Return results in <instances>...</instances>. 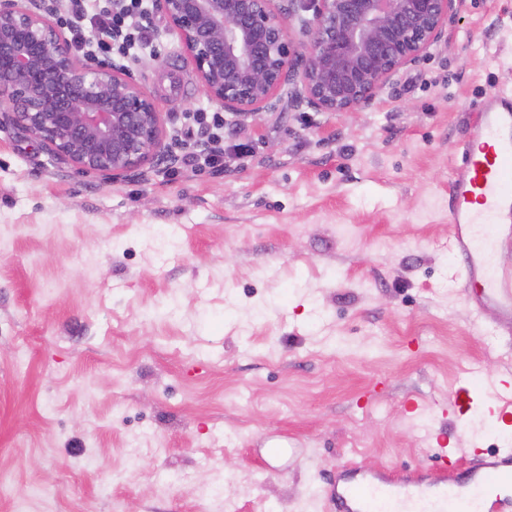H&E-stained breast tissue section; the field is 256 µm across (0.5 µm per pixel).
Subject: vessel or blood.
<instances>
[{
	"label": "vessel or blood",
	"mask_w": 512,
	"mask_h": 512,
	"mask_svg": "<svg viewBox=\"0 0 512 512\" xmlns=\"http://www.w3.org/2000/svg\"><path fill=\"white\" fill-rule=\"evenodd\" d=\"M474 134L465 136L448 184L451 247L478 310L512 316V277L492 271L497 225L512 219V96H487L474 115ZM437 477L394 476L363 467L329 494L336 512H512V448L475 452L460 466L453 449L435 454Z\"/></svg>",
	"instance_id": "b4317fda"
}]
</instances>
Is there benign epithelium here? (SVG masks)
<instances>
[{
	"label": "benign epithelium",
	"instance_id": "benign-epithelium-1",
	"mask_svg": "<svg viewBox=\"0 0 512 512\" xmlns=\"http://www.w3.org/2000/svg\"><path fill=\"white\" fill-rule=\"evenodd\" d=\"M205 96L231 115L275 109L285 87L354 114L448 41L459 0H155ZM55 8L0 4L5 118L76 172L113 182L176 161L163 112L129 74L80 61Z\"/></svg>",
	"mask_w": 512,
	"mask_h": 512
}]
</instances>
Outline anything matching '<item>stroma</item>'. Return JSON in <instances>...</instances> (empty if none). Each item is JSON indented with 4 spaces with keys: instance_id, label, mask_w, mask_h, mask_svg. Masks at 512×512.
I'll return each mask as SVG.
<instances>
[{
    "instance_id": "1",
    "label": "stroma",
    "mask_w": 512,
    "mask_h": 512,
    "mask_svg": "<svg viewBox=\"0 0 512 512\" xmlns=\"http://www.w3.org/2000/svg\"><path fill=\"white\" fill-rule=\"evenodd\" d=\"M152 18L126 65L173 136L217 107ZM449 32L356 117L285 94L226 118L215 166L186 165L195 133L107 184L0 125V512H334L344 465L512 445V318L474 311L448 248L459 144L512 91V0H462Z\"/></svg>"
}]
</instances>
